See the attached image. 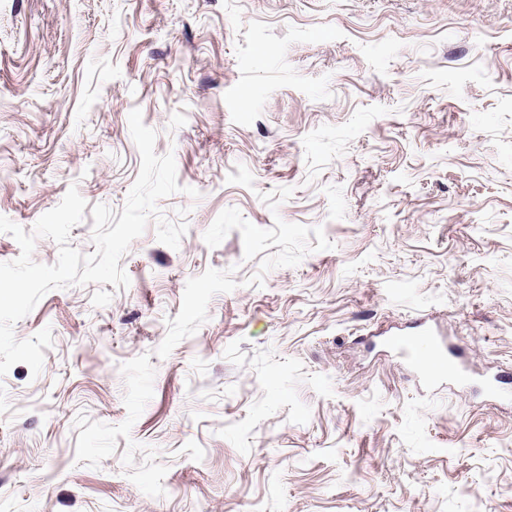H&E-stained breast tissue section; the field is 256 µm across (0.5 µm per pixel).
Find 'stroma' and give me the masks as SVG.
I'll list each match as a JSON object with an SVG mask.
<instances>
[{"instance_id": "stroma-1", "label": "stroma", "mask_w": 512, "mask_h": 512, "mask_svg": "<svg viewBox=\"0 0 512 512\" xmlns=\"http://www.w3.org/2000/svg\"><path fill=\"white\" fill-rule=\"evenodd\" d=\"M136 108L199 196L15 325L8 512H512V402L384 346L512 372V0H0V215L121 210Z\"/></svg>"}]
</instances>
